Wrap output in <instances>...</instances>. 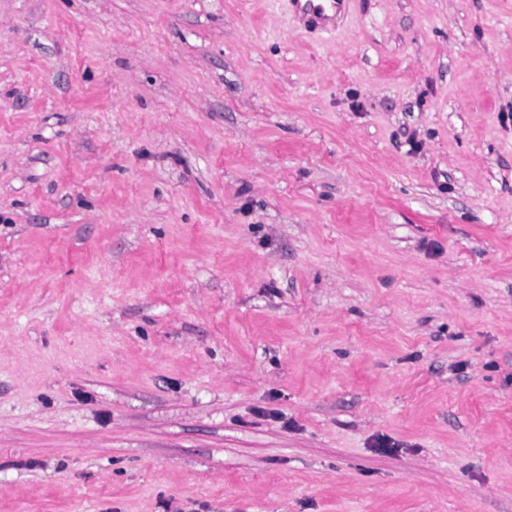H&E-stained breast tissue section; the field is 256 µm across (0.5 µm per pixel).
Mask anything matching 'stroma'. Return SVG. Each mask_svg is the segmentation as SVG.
Segmentation results:
<instances>
[{
	"mask_svg": "<svg viewBox=\"0 0 512 512\" xmlns=\"http://www.w3.org/2000/svg\"><path fill=\"white\" fill-rule=\"evenodd\" d=\"M0 512H512V0H0Z\"/></svg>",
	"mask_w": 512,
	"mask_h": 512,
	"instance_id": "obj_1",
	"label": "stroma"
}]
</instances>
